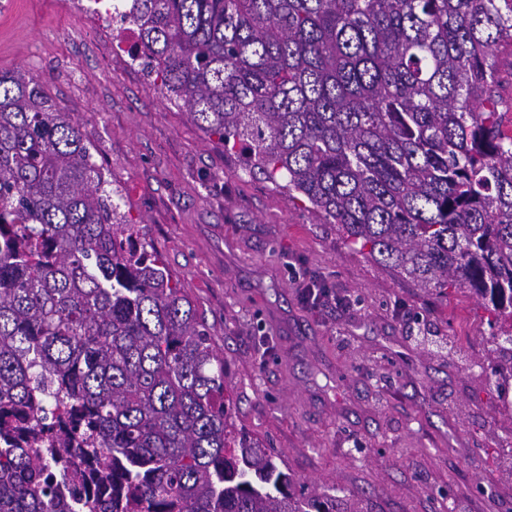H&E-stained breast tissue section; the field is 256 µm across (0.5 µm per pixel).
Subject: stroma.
Returning <instances> with one entry per match:
<instances>
[{
	"instance_id": "stroma-1",
	"label": "stroma",
	"mask_w": 512,
	"mask_h": 512,
	"mask_svg": "<svg viewBox=\"0 0 512 512\" xmlns=\"http://www.w3.org/2000/svg\"><path fill=\"white\" fill-rule=\"evenodd\" d=\"M119 25L18 0L0 14V70L36 77L88 133L128 223L209 327L237 425L355 512H512V423L480 302L422 291L245 173L133 62ZM312 279L345 307H306Z\"/></svg>"
}]
</instances>
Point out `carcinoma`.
I'll list each match as a JSON object with an SVG mask.
<instances>
[{"label":"carcinoma","instance_id":"cac0c4a2","mask_svg":"<svg viewBox=\"0 0 512 512\" xmlns=\"http://www.w3.org/2000/svg\"><path fill=\"white\" fill-rule=\"evenodd\" d=\"M149 74L347 246L482 301L512 378V0H112ZM42 85L0 72V512H342L237 426L224 357Z\"/></svg>","mask_w":512,"mask_h":512}]
</instances>
